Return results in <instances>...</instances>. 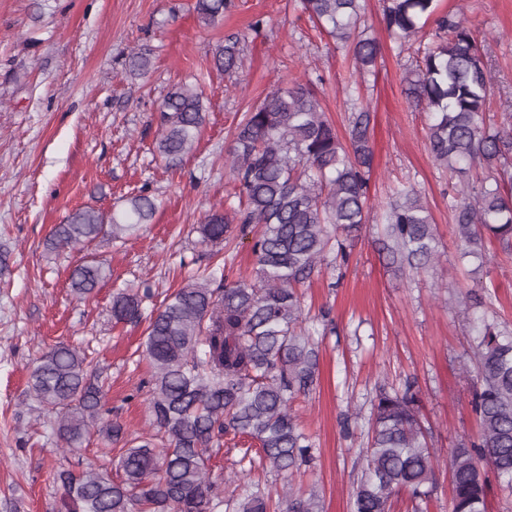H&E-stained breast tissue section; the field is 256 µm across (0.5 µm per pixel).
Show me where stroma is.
I'll list each match as a JSON object with an SVG mask.
<instances>
[{
    "mask_svg": "<svg viewBox=\"0 0 512 512\" xmlns=\"http://www.w3.org/2000/svg\"><path fill=\"white\" fill-rule=\"evenodd\" d=\"M194 0H0V512H59L62 488L53 465L101 463L92 436L66 455L53 417L34 399L30 368L58 343L87 345L108 375L112 418L128 437L151 430L150 369L139 353L146 323L113 325L112 297L149 285L152 307L184 285L189 272L213 262L194 227L211 205L234 191L225 166L232 132L272 85L291 74L317 82L322 106L346 128V86L352 56L318 36L299 0H236L211 26L198 24ZM440 8L474 28L498 79L489 115L501 120L512 101V0H440ZM368 33L382 56L360 88L374 115L369 182L371 210L337 270L327 260L305 296L310 318L329 312L336 330L319 345L318 381L293 412L315 444L301 472L272 473L271 492L286 486L316 492L322 512H351L352 492L379 387L414 382L420 421L441 464L428 512H449L446 463L453 448L478 431L472 410L475 376L465 375L475 346L463 298L481 302L489 320L512 331V253L488 240L487 263L460 262L448 195L456 184L427 146V117L404 93L412 67L382 23L380 0H367ZM244 44L233 75L217 71L212 54L228 35ZM151 48L145 76L128 72L133 47ZM201 80L206 123L192 155L174 170L152 154L157 109L171 87ZM415 184L437 228L441 258L404 273L380 252L381 214L393 185ZM158 208L140 236L97 245L111 270L93 298L70 288L73 264L45 242L56 224L86 205L109 211L138 190ZM357 422L344 425L348 411ZM246 437H225L213 475L227 477L225 497L238 498L249 478L240 464Z\"/></svg>",
    "mask_w": 512,
    "mask_h": 512,
    "instance_id": "stroma-1",
    "label": "stroma"
}]
</instances>
